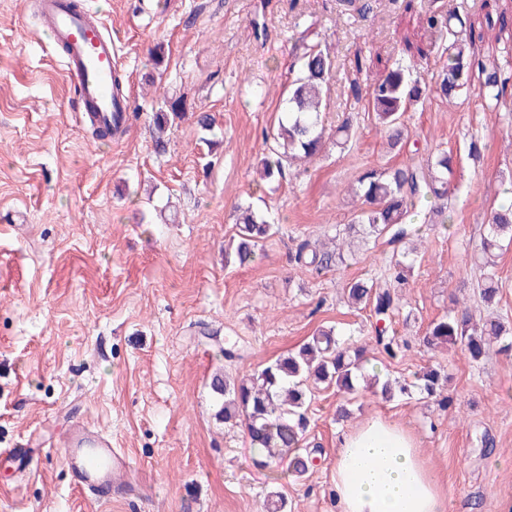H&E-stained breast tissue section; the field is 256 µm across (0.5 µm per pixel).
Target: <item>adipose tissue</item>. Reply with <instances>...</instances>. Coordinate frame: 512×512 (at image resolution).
<instances>
[{"label":"adipose tissue","mask_w":512,"mask_h":512,"mask_svg":"<svg viewBox=\"0 0 512 512\" xmlns=\"http://www.w3.org/2000/svg\"><path fill=\"white\" fill-rule=\"evenodd\" d=\"M331 484L337 512H448L414 434L376 414L340 436Z\"/></svg>","instance_id":"1"}]
</instances>
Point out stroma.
Here are the masks:
<instances>
[{"label":"stroma","instance_id":"35a3bbf8","mask_svg":"<svg viewBox=\"0 0 512 512\" xmlns=\"http://www.w3.org/2000/svg\"><path fill=\"white\" fill-rule=\"evenodd\" d=\"M82 3L104 14L130 95L125 131L105 140L77 121L61 53L32 6L0 0V512H262L279 489L288 512H336L337 440L371 413L416 435L449 512H512V355L494 351L472 367L459 346L421 341L512 183V99L494 108L474 94L451 106L429 91L405 114L410 142L392 150L366 102L348 94L406 58V43L441 42L422 23L435 11L470 16L485 29L477 52L512 69V42L484 26L486 14H512V0H372L365 17L349 0ZM302 42L329 49L334 63L327 131L351 112L355 133L269 185L259 178L264 136ZM167 97L183 99L187 114L159 151L153 118ZM474 136L484 144L477 160ZM424 148L453 157V228L423 226L401 310L385 322L408 351L376 364L401 382L441 368L453 405L319 386L303 440L315 465L280 486L255 465L245 432L216 419L211 379L250 374L321 328L368 335L370 309L348 307L342 293L375 274L380 249L354 240L355 260L322 272L297 269L295 249L350 222L346 190L364 169L403 166ZM250 202L277 230L249 265L225 264L235 210ZM228 341L243 359L225 361ZM343 403L351 415L341 420ZM76 423L109 432L128 457L107 499L71 482L63 443Z\"/></svg>","mask_w":512,"mask_h":512}]
</instances>
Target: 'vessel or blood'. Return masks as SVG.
I'll return each mask as SVG.
<instances>
[{"label": "vessel or blood", "mask_w": 512, "mask_h": 512, "mask_svg": "<svg viewBox=\"0 0 512 512\" xmlns=\"http://www.w3.org/2000/svg\"><path fill=\"white\" fill-rule=\"evenodd\" d=\"M74 0H37L38 13L51 43L62 50L63 71L74 88L77 109L89 121L111 123L127 112L128 97L112 91L120 72L112 38L103 18L77 9ZM65 459L79 491L105 495L127 469V457L106 433L77 424L68 432Z\"/></svg>", "instance_id": "1"}]
</instances>
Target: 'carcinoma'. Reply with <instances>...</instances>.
<instances>
[{"label": "carcinoma", "mask_w": 512, "mask_h": 512, "mask_svg": "<svg viewBox=\"0 0 512 512\" xmlns=\"http://www.w3.org/2000/svg\"><path fill=\"white\" fill-rule=\"evenodd\" d=\"M427 24L448 35V46L444 48L447 62L436 82V93L448 100V104H456L470 92L474 76L479 79L478 94L482 98L497 103L512 98V72L486 62L475 53L472 26L458 16L435 12L427 17ZM297 63L299 76L292 84L273 133L275 146L261 160L260 175L267 182L283 177L285 168L292 162L306 161L324 146L323 94L333 61L327 51L313 45L303 47ZM349 90L354 99L368 101L369 111L388 132L390 148L401 146L407 136L402 116L423 95L421 81L414 77V65L399 62L368 89H362L355 81ZM164 104L166 109L154 115L155 146L159 150L165 148L164 133L168 125L184 112V105L178 99L166 100ZM452 165L448 152L437 151L418 164L363 171L353 191L359 205L349 224L336 226L333 237L336 245L329 249L305 240L297 251V263L317 270L346 263L341 245L357 232L366 245H390L392 250L384 253L377 275L349 282L347 294L350 303L371 308L378 318L399 309L400 298L391 282L405 280L406 272L417 262L414 251L403 247L418 232L409 217L419 205L427 203V223L444 227L452 223L447 206L448 174ZM236 221L238 242L234 249L225 251V262L235 261L242 266L252 261L259 243L272 234L274 225L251 206L239 208ZM485 227L474 257L478 273L474 276L472 293L489 304L499 291L492 257L501 249L503 240L512 241V201L506 199L494 208ZM507 335L501 320L477 321L467 303L458 300L456 308L430 322L424 342L431 349L445 343L459 344L474 367L493 349L512 350V340H507ZM370 350L391 359L402 353L396 337L387 335L383 328H374L370 341L363 343L343 340L333 328L320 329L298 351L279 356L247 378L231 382L216 375L211 383L219 405L216 419L232 428H243L258 465L271 467L289 460L287 468L276 473L275 480H284L290 473L303 476L309 469V453L301 447V441L311 399L310 385L334 383L348 394L356 393L358 388L353 380L363 370ZM439 380L437 370L426 369L416 375L413 385L404 383L395 389L388 380L379 382L376 374L366 381V388L375 396L390 399L393 391L407 394L414 387L446 408L451 400L441 392Z\"/></svg>", "instance_id": "carcinoma-1"}]
</instances>
